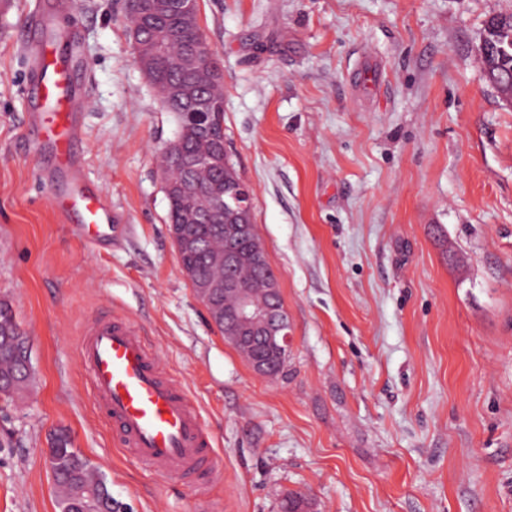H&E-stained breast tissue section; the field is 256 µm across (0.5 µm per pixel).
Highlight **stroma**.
Segmentation results:
<instances>
[{
    "label": "stroma",
    "instance_id": "35a3bbf8",
    "mask_svg": "<svg viewBox=\"0 0 512 512\" xmlns=\"http://www.w3.org/2000/svg\"><path fill=\"white\" fill-rule=\"evenodd\" d=\"M0 0V300L32 383L0 400V512H58L55 433L132 512L195 489L119 446L94 404L84 324L138 327L213 435L214 512H512V104L483 75L512 0H198L224 70V144L293 325L256 375L182 272L159 159L179 130L134 63L126 0H76L91 78L80 160L125 217L85 246L25 138L23 35Z\"/></svg>",
    "mask_w": 512,
    "mask_h": 512
}]
</instances>
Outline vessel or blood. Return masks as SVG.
Masks as SVG:
<instances>
[{"instance_id": "b4317fda", "label": "vessel or blood", "mask_w": 512, "mask_h": 512, "mask_svg": "<svg viewBox=\"0 0 512 512\" xmlns=\"http://www.w3.org/2000/svg\"><path fill=\"white\" fill-rule=\"evenodd\" d=\"M73 5L74 0H55L49 11L31 13L35 46L26 89V136L47 158L41 176L51 187L58 215L76 226L81 241L93 244L111 216L106 199L84 179L78 161L77 114L85 86L76 77L69 41L47 36L49 13ZM80 356L94 398L124 450L161 473L195 475L205 470L213 458V439L180 383L161 370L135 326L119 317L89 322Z\"/></svg>"}]
</instances>
